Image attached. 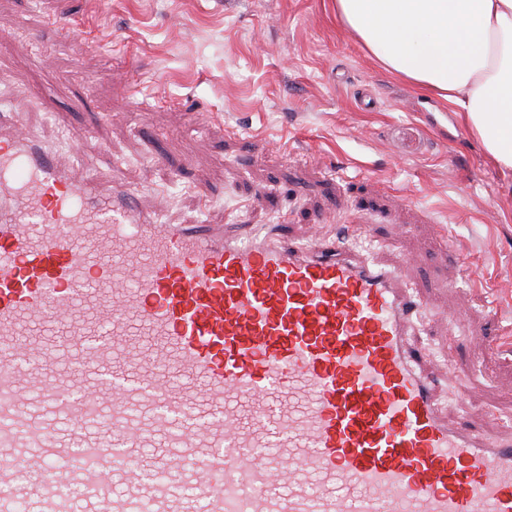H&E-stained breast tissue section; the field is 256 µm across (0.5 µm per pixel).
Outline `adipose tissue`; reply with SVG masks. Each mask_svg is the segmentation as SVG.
I'll return each mask as SVG.
<instances>
[{"label": "adipose tissue", "instance_id": "obj_1", "mask_svg": "<svg viewBox=\"0 0 512 512\" xmlns=\"http://www.w3.org/2000/svg\"><path fill=\"white\" fill-rule=\"evenodd\" d=\"M368 55L454 107L512 170V0H334Z\"/></svg>", "mask_w": 512, "mask_h": 512}]
</instances>
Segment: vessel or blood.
Wrapping results in <instances>:
<instances>
[{"instance_id":"b4317fda","label":"vessel or blood","mask_w":512,"mask_h":512,"mask_svg":"<svg viewBox=\"0 0 512 512\" xmlns=\"http://www.w3.org/2000/svg\"><path fill=\"white\" fill-rule=\"evenodd\" d=\"M118 172L0 134V512H195L180 473L206 512H512V430L440 413L393 267L164 222Z\"/></svg>"}]
</instances>
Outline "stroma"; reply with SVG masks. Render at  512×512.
I'll return each mask as SVG.
<instances>
[{"mask_svg":"<svg viewBox=\"0 0 512 512\" xmlns=\"http://www.w3.org/2000/svg\"><path fill=\"white\" fill-rule=\"evenodd\" d=\"M0 30V109L120 163L142 206L404 256L408 342L442 377V409L512 429V170L383 70L331 0H0Z\"/></svg>","mask_w":512,"mask_h":512,"instance_id":"1","label":"stroma"}]
</instances>
